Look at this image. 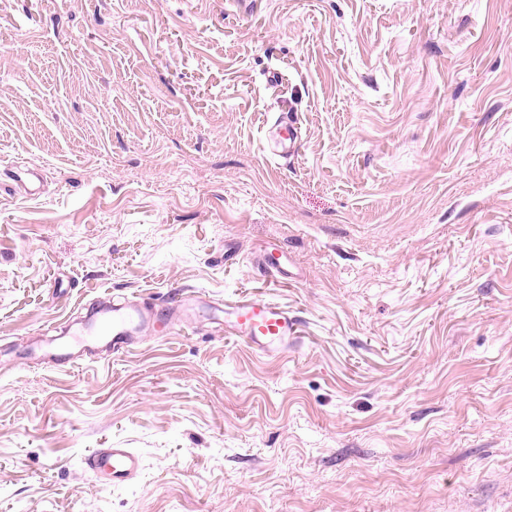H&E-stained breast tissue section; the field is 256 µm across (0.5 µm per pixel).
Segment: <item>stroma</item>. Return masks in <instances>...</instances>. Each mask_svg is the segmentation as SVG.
I'll use <instances>...</instances> for the list:
<instances>
[{
    "label": "stroma",
    "instance_id": "1",
    "mask_svg": "<svg viewBox=\"0 0 512 512\" xmlns=\"http://www.w3.org/2000/svg\"><path fill=\"white\" fill-rule=\"evenodd\" d=\"M194 290L300 339L29 355ZM0 512H512V0H0ZM87 462L89 468L109 486L129 484L143 469L141 456L132 448H99Z\"/></svg>",
    "mask_w": 512,
    "mask_h": 512
}]
</instances>
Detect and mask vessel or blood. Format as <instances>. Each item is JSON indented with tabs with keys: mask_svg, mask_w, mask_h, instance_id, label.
<instances>
[{
	"mask_svg": "<svg viewBox=\"0 0 512 512\" xmlns=\"http://www.w3.org/2000/svg\"><path fill=\"white\" fill-rule=\"evenodd\" d=\"M223 312L228 333L243 339L252 349L267 356L286 351L299 338V321L286 308L266 300H228L223 307L200 296L185 298L181 305L159 310L150 304H136L113 298L110 306L86 305L82 319L71 328L55 327L52 338L33 351L48 366H59L73 350L84 352L103 348L118 356L127 352L144 335L160 325H173L185 316ZM89 468L106 485L121 486L136 479L142 469L141 456L130 448H101L87 459Z\"/></svg>",
	"mask_w": 512,
	"mask_h": 512,
	"instance_id": "obj_1",
	"label": "vessel or blood"
}]
</instances>
